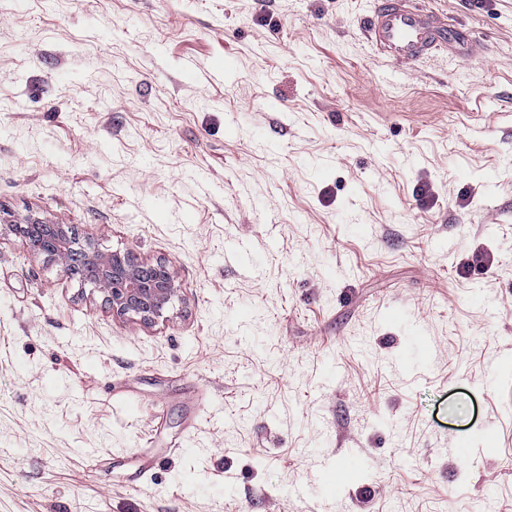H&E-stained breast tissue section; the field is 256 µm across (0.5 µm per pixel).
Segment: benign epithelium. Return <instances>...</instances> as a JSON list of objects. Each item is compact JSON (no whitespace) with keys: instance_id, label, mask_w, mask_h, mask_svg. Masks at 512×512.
I'll use <instances>...</instances> for the list:
<instances>
[{"instance_id":"obj_1","label":"benign epithelium","mask_w":512,"mask_h":512,"mask_svg":"<svg viewBox=\"0 0 512 512\" xmlns=\"http://www.w3.org/2000/svg\"><path fill=\"white\" fill-rule=\"evenodd\" d=\"M8 229L33 253L58 260L65 274L94 285L105 294L112 312L120 316L135 315L149 323L177 296V277L163 262L145 261L131 250L102 253L90 245L76 252L67 225L35 216L10 224Z\"/></svg>"}]
</instances>
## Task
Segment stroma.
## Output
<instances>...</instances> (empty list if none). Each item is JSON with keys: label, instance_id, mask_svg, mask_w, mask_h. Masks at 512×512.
Masks as SVG:
<instances>
[{"label": "stroma", "instance_id": "35a3bbf8", "mask_svg": "<svg viewBox=\"0 0 512 512\" xmlns=\"http://www.w3.org/2000/svg\"><path fill=\"white\" fill-rule=\"evenodd\" d=\"M421 2L405 66L375 0H0V512H512V0ZM406 0H383L369 18L366 36L378 50L400 63H413L457 34L433 15ZM8 229L21 237L35 254L60 262L65 274L79 276L105 294L112 312L135 315L152 322L177 296L179 284L175 273L163 262L141 259L131 250L102 253L90 245L74 252L69 227L31 216Z\"/></svg>", "mask_w": 512, "mask_h": 512}]
</instances>
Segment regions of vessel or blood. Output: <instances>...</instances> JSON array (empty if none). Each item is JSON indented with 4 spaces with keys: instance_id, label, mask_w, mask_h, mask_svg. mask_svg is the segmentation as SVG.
<instances>
[{
    "instance_id": "vessel-or-blood-1",
    "label": "vessel or blood",
    "mask_w": 512,
    "mask_h": 512,
    "mask_svg": "<svg viewBox=\"0 0 512 512\" xmlns=\"http://www.w3.org/2000/svg\"><path fill=\"white\" fill-rule=\"evenodd\" d=\"M365 32L382 54L408 64L439 47L449 29L407 0H380Z\"/></svg>"
}]
</instances>
